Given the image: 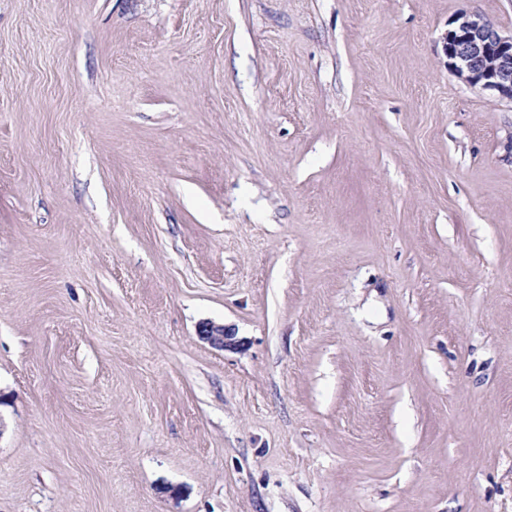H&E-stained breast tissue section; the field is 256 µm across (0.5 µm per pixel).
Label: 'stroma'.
I'll use <instances>...</instances> for the list:
<instances>
[{"label":"stroma","mask_w":512,"mask_h":512,"mask_svg":"<svg viewBox=\"0 0 512 512\" xmlns=\"http://www.w3.org/2000/svg\"><path fill=\"white\" fill-rule=\"evenodd\" d=\"M471 12L512 31L0 0V512H512V101L448 69ZM198 336L206 340L211 346L224 350L236 346L238 341L235 336L230 333L224 325H215L211 322H203L198 328Z\"/></svg>","instance_id":"obj_1"}]
</instances>
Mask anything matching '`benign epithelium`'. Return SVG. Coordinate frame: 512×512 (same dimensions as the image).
Wrapping results in <instances>:
<instances>
[{"instance_id":"7a95c632","label":"benign epithelium","mask_w":512,"mask_h":512,"mask_svg":"<svg viewBox=\"0 0 512 512\" xmlns=\"http://www.w3.org/2000/svg\"><path fill=\"white\" fill-rule=\"evenodd\" d=\"M448 68L460 79L512 101V34L476 13H461L443 36ZM198 336L218 349L237 345L222 325L203 322Z\"/></svg>"}]
</instances>
